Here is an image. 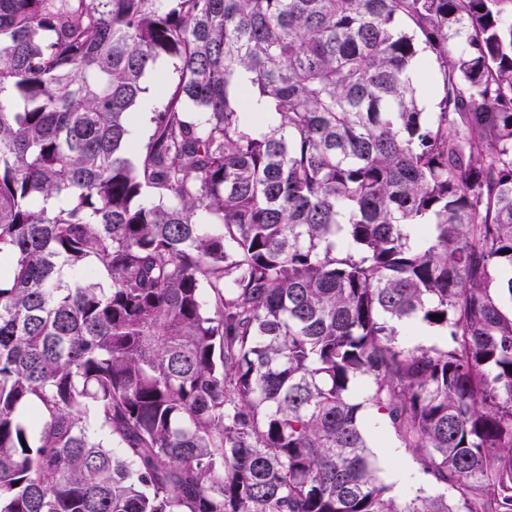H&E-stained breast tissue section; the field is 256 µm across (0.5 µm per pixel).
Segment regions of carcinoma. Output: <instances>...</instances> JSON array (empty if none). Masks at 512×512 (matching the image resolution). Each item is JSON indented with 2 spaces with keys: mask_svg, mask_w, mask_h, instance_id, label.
Instances as JSON below:
<instances>
[{
  "mask_svg": "<svg viewBox=\"0 0 512 512\" xmlns=\"http://www.w3.org/2000/svg\"><path fill=\"white\" fill-rule=\"evenodd\" d=\"M0 254V512H512V0H0ZM177 79L172 63L168 60L160 62L156 69L145 79L147 92L143 94L137 105V122L134 128V137L140 145H144L152 133L155 112L160 110V101L154 93V88L159 84H173ZM416 325H421L436 331L435 328L428 327L425 323L421 322L420 320H415L413 322L408 323V329L405 334H399L398 338L401 343L409 346H422L424 348L442 345V342L438 340L439 336L426 328H422L421 333L429 337L417 336L415 332ZM369 426L373 430L372 438V460L377 468L379 479L390 487V494L395 499L404 503L417 495L436 494L439 492L448 493L444 487H436L421 472L418 464L413 457L400 448L395 440L392 429L386 424L383 418L376 410L368 409L365 412ZM398 470L401 473L400 479H395L393 471Z\"/></svg>",
  "mask_w": 512,
  "mask_h": 512,
  "instance_id": "carcinoma-1",
  "label": "carcinoma"
}]
</instances>
